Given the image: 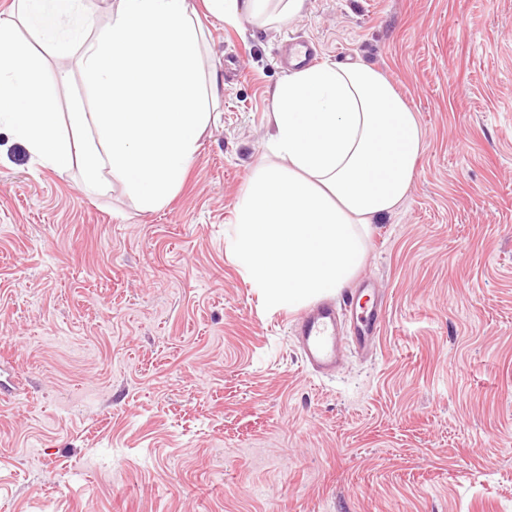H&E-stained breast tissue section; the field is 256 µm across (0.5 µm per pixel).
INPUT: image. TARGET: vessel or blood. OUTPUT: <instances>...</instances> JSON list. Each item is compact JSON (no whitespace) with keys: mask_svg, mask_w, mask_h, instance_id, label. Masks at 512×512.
Masks as SVG:
<instances>
[{"mask_svg":"<svg viewBox=\"0 0 512 512\" xmlns=\"http://www.w3.org/2000/svg\"><path fill=\"white\" fill-rule=\"evenodd\" d=\"M319 53L307 42L289 44L280 63L295 69L317 63ZM382 300L376 296H365L363 290L346 292L342 306L325 302L318 303L303 313L294 326V339L304 361L316 371L330 374L338 364L339 352L344 342L338 333L341 310L355 312V343L360 349H368L377 333V320Z\"/></svg>","mask_w":512,"mask_h":512,"instance_id":"b4317fda","label":"vessel or blood"}]
</instances>
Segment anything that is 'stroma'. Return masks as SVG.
<instances>
[{
  "label": "stroma",
  "instance_id": "1",
  "mask_svg": "<svg viewBox=\"0 0 512 512\" xmlns=\"http://www.w3.org/2000/svg\"><path fill=\"white\" fill-rule=\"evenodd\" d=\"M198 24L220 119L164 208L0 128V512H512V0ZM300 40L378 68L424 138L351 282L383 326L329 375L231 249Z\"/></svg>",
  "mask_w": 512,
  "mask_h": 512
}]
</instances>
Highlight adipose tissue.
I'll return each mask as SVG.
<instances>
[{
	"instance_id": "ef3b65f1",
	"label": "adipose tissue",
	"mask_w": 512,
	"mask_h": 512,
	"mask_svg": "<svg viewBox=\"0 0 512 512\" xmlns=\"http://www.w3.org/2000/svg\"><path fill=\"white\" fill-rule=\"evenodd\" d=\"M235 25H274L307 0H206ZM191 0H114L94 38L84 0H19L0 19V124L45 167L79 165L88 192L120 178L144 210L163 208L217 116L214 85L201 78L200 32ZM24 27L59 61L80 52L94 95L76 106L77 142L59 132L55 85L14 34ZM276 161L260 165L239 206L233 240L248 279L268 306L297 308L343 288L363 259L376 219L409 191L424 147L415 113L391 81L364 64L306 67L272 93Z\"/></svg>"
}]
</instances>
